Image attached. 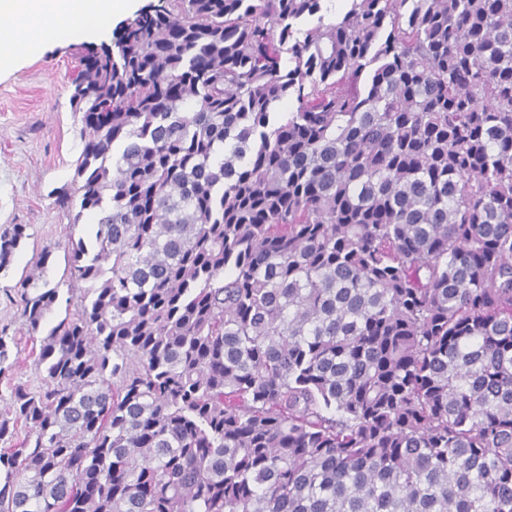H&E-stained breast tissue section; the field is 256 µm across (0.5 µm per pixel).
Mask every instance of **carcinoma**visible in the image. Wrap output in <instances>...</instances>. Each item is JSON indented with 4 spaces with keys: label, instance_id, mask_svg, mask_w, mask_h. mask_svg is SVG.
I'll use <instances>...</instances> for the list:
<instances>
[{
    "label": "carcinoma",
    "instance_id": "carcinoma-1",
    "mask_svg": "<svg viewBox=\"0 0 512 512\" xmlns=\"http://www.w3.org/2000/svg\"><path fill=\"white\" fill-rule=\"evenodd\" d=\"M320 11L157 0L80 47L100 218L44 336L60 285L20 282L0 512H512V0Z\"/></svg>",
    "mask_w": 512,
    "mask_h": 512
}]
</instances>
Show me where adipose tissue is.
Wrapping results in <instances>:
<instances>
[{
    "mask_svg": "<svg viewBox=\"0 0 512 512\" xmlns=\"http://www.w3.org/2000/svg\"><path fill=\"white\" fill-rule=\"evenodd\" d=\"M133 0H0V67L59 36L97 34L103 20L125 14Z\"/></svg>",
    "mask_w": 512,
    "mask_h": 512,
    "instance_id": "1",
    "label": "adipose tissue"
}]
</instances>
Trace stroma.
Instances as JSON below:
<instances>
[{
	"label": "stroma",
	"instance_id": "obj_1",
	"mask_svg": "<svg viewBox=\"0 0 512 512\" xmlns=\"http://www.w3.org/2000/svg\"><path fill=\"white\" fill-rule=\"evenodd\" d=\"M75 40L53 44L19 58L0 72V231L24 225L25 236L7 267L0 269V329L14 336L9 370L0 376V406L13 385L37 387L44 375L25 344L20 309L6 297L33 268L41 253L49 258L36 287L55 286L67 276L72 241L93 239L98 216L80 220L62 212L53 192L77 188L75 163L82 150L81 122L70 97L75 75Z\"/></svg>",
	"mask_w": 512,
	"mask_h": 512
}]
</instances>
